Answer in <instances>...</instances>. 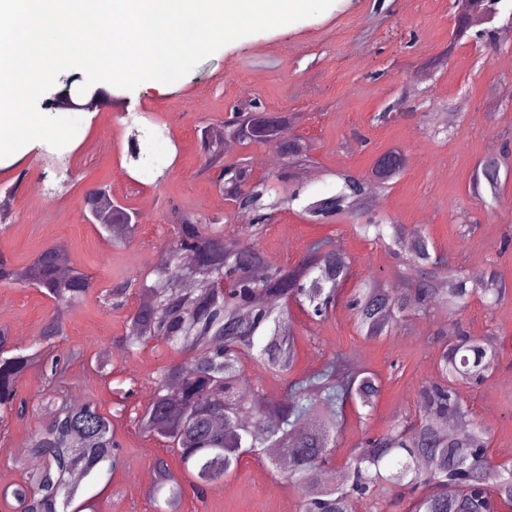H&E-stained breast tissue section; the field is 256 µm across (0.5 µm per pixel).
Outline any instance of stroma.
I'll use <instances>...</instances> for the list:
<instances>
[{
    "label": "stroma",
    "mask_w": 512,
    "mask_h": 512,
    "mask_svg": "<svg viewBox=\"0 0 512 512\" xmlns=\"http://www.w3.org/2000/svg\"><path fill=\"white\" fill-rule=\"evenodd\" d=\"M454 26L448 0H385L375 12L371 0H334L323 13L294 22L288 31L271 29L220 48L190 73L157 89H113L110 107L80 113L75 137L63 148L35 141L0 159V189L10 190L12 222L0 228V252L24 263L50 245L65 246L73 263L92 274L95 286L79 303L60 308L39 289L0 285V328L21 345L34 342L45 323L62 316L65 335L58 350L77 352L59 398L94 401L113 414L118 390H131L129 412L115 422L124 442V463L96 501L97 512H154L148 491L153 462L165 458L182 484L190 478L176 451L144 435L133 407L155 390L157 372L177 353L153 341L136 355L113 354L110 376L96 362L125 333L130 309L142 296L134 291L126 308L105 307L112 283L144 278L172 237V212L223 215L224 196L206 172L199 135L219 127L230 108L259 99L268 110L295 115L293 134L312 147L305 193L319 196L333 187L336 172H368L392 149L407 159L403 173L382 192L379 212L429 234L438 252L453 256L463 270L496 268L512 284V250L499 243L512 228V172L502 180L500 204L486 208L472 189L479 162L512 140V37L497 30L493 41L450 46ZM449 60L427 70L422 63L443 51ZM403 99L405 113L387 122L376 116ZM451 129L433 136L432 117ZM140 156L127 151L130 137ZM42 182L46 191L26 192L18 179ZM106 185L113 198L143 215L133 241L116 245L99 225L87 223L83 200L90 188ZM332 238L353 260L350 284L378 278L393 282L399 255L356 236L351 221H310L300 207L276 212L260 243L269 260L283 265L301 258L308 244ZM298 354L291 371L299 377L344 355L373 372L381 392L367 422L349 416L335 458L344 461L362 434H381L399 417L419 409L417 393L435 376V341L463 324L476 336L494 338L500 361L484 385L460 386L468 412L489 430L494 462H512V291L495 305L473 298L459 319L436 314L401 323L391 335L361 336L345 306L314 321L294 314ZM46 384L38 369L25 372L19 393L31 404L24 415L0 427V512H20L6 491L29 466L27 443L46 416L39 399ZM296 495L265 461L247 457L204 497L186 493L179 512H296Z\"/></svg>",
    "instance_id": "1"
}]
</instances>
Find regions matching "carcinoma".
<instances>
[{
  "label": "carcinoma",
  "mask_w": 512,
  "mask_h": 512,
  "mask_svg": "<svg viewBox=\"0 0 512 512\" xmlns=\"http://www.w3.org/2000/svg\"><path fill=\"white\" fill-rule=\"evenodd\" d=\"M293 116L270 112L262 104L233 106L224 125L201 131L205 170L217 172L224 200L249 208L256 222L226 229L231 216L210 219L194 212H173L174 237L160 252L151 283H142L149 299L127 317L119 338L124 352L135 354L151 341L190 356L191 365L173 362L156 374L155 391L137 416L140 431L177 452L192 488L201 493L224 480L246 457L269 461L297 494V512H353L362 499L391 501L412 495L409 512H495L512 502V464H495L488 454V429L468 417L458 385L482 384L498 366L500 351L489 337L472 336L463 326L438 341L436 376L419 392V414L398 419L379 435L366 434L352 449L342 479H325L333 469L336 436L345 410L354 405L372 411L380 382L372 372L344 356L330 359L317 373L293 379L281 401H267L259 388L243 387V361L258 359L269 373L286 376L297 357L292 319L296 306L320 320L333 306L350 277L352 259L330 238L311 242L293 265H276L258 235L280 206L302 204L316 223L340 216L357 220L364 237L406 253L398 283L377 279L352 290L348 307L357 331L367 339L388 336L410 315L432 318L442 310L453 315L476 296L501 301L507 284L497 271L471 275L453 268L451 258L435 249L429 236L408 229L372 207L373 186L386 187L405 167L399 150L382 154L365 174L338 175L334 192L308 198L299 186L298 166L310 150L290 133ZM232 136L240 145L274 148L282 166L255 178L244 160L224 158L220 144ZM509 145L482 160L474 192L498 201L501 168ZM131 208L112 202L111 223L102 229L118 243L135 237ZM66 250L51 246L33 260L16 264L0 253V284L36 286L57 303L79 302L92 287V275L70 266ZM70 268L63 277L60 270ZM135 283L108 287L110 307L127 305ZM65 335L62 318L52 317L38 339L22 347L0 329V422L23 413L27 401L18 384L32 367H40L49 391L66 383V362L76 353L48 359L45 349ZM48 419L29 440L38 465L10 490L23 512H94L95 489L102 476L123 462L122 442L114 421L96 403L69 404L52 395ZM150 496L155 512H177L183 488L167 462H155Z\"/></svg>",
  "instance_id": "1"
}]
</instances>
